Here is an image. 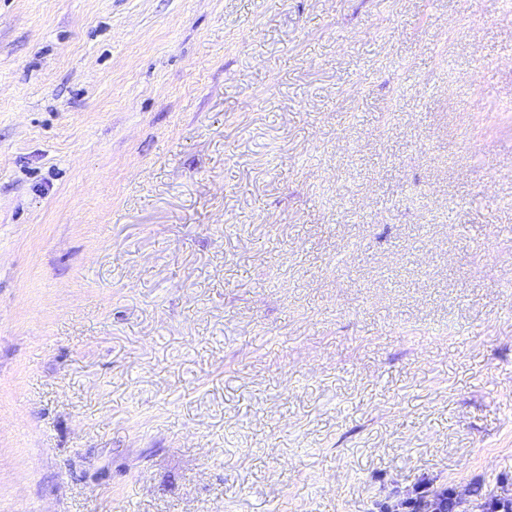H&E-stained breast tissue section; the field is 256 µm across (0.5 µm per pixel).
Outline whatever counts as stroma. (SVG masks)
<instances>
[{"label": "stroma", "instance_id": "obj_1", "mask_svg": "<svg viewBox=\"0 0 512 512\" xmlns=\"http://www.w3.org/2000/svg\"><path fill=\"white\" fill-rule=\"evenodd\" d=\"M512 496V0H0V512Z\"/></svg>", "mask_w": 512, "mask_h": 512}]
</instances>
